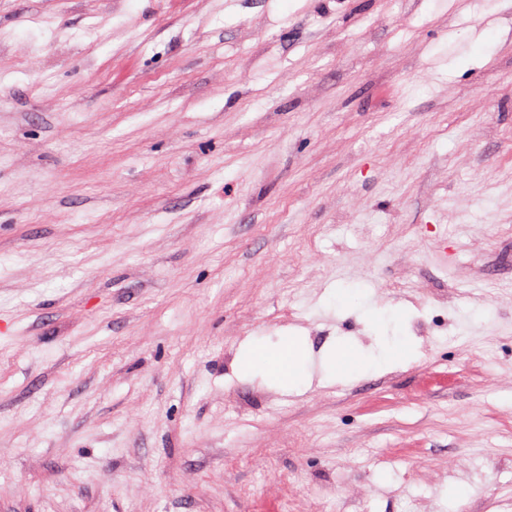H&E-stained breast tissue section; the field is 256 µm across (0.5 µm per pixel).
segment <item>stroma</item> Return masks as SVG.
<instances>
[{
    "mask_svg": "<svg viewBox=\"0 0 512 512\" xmlns=\"http://www.w3.org/2000/svg\"><path fill=\"white\" fill-rule=\"evenodd\" d=\"M0 512H512V0H0ZM309 355L296 336H284L272 349L260 348L252 340L243 344L240 366L259 370L272 384L293 390L311 378ZM362 363L361 354L346 346L332 348L321 359L322 371L329 376L351 374L356 372Z\"/></svg>",
    "mask_w": 512,
    "mask_h": 512,
    "instance_id": "obj_1",
    "label": "stroma"
}]
</instances>
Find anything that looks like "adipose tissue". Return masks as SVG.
Here are the masks:
<instances>
[{
    "label": "adipose tissue",
    "instance_id": "1",
    "mask_svg": "<svg viewBox=\"0 0 512 512\" xmlns=\"http://www.w3.org/2000/svg\"><path fill=\"white\" fill-rule=\"evenodd\" d=\"M244 370H258L272 384L293 390L311 378L309 355L297 337H282L276 347H259L254 341H246L240 355Z\"/></svg>",
    "mask_w": 512,
    "mask_h": 512
}]
</instances>
